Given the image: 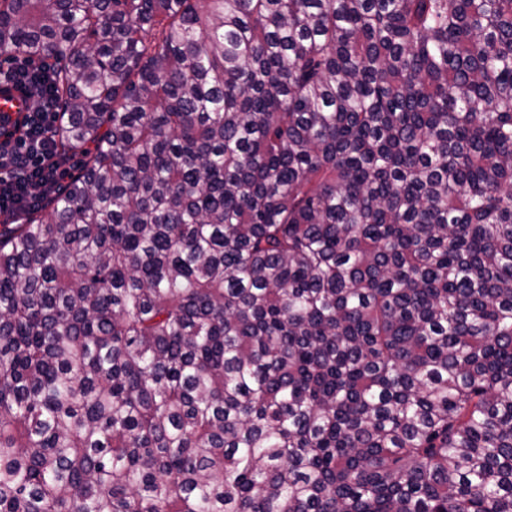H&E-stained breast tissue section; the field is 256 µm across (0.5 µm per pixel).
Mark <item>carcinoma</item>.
I'll return each instance as SVG.
<instances>
[{"label": "carcinoma", "mask_w": 512, "mask_h": 512, "mask_svg": "<svg viewBox=\"0 0 512 512\" xmlns=\"http://www.w3.org/2000/svg\"><path fill=\"white\" fill-rule=\"evenodd\" d=\"M81 156L0 222V512H512V0H0Z\"/></svg>", "instance_id": "cac0c4a2"}]
</instances>
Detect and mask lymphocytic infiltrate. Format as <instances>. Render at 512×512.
<instances>
[{"label":"lymphocytic infiltrate","mask_w":512,"mask_h":512,"mask_svg":"<svg viewBox=\"0 0 512 512\" xmlns=\"http://www.w3.org/2000/svg\"><path fill=\"white\" fill-rule=\"evenodd\" d=\"M28 101L27 132L0 138V214H20L57 188L66 172L51 128L58 122L59 106L46 68L20 62L12 69Z\"/></svg>","instance_id":"lymphocytic-infiltrate-1"}]
</instances>
